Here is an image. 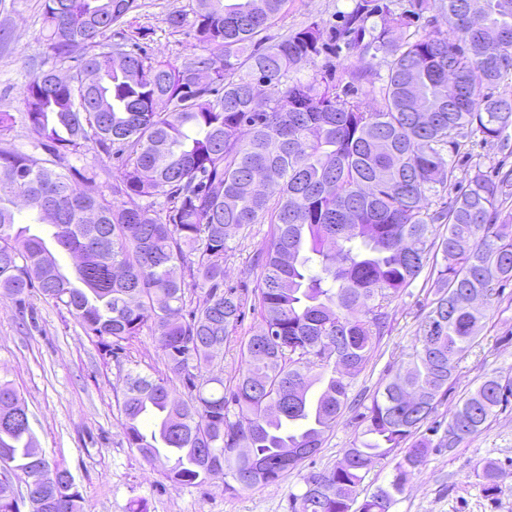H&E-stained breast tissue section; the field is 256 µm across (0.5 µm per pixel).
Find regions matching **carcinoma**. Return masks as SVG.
<instances>
[{"label":"carcinoma","mask_w":512,"mask_h":512,"mask_svg":"<svg viewBox=\"0 0 512 512\" xmlns=\"http://www.w3.org/2000/svg\"><path fill=\"white\" fill-rule=\"evenodd\" d=\"M468 2L410 0L414 15L448 18L446 35L397 39L407 15L391 0H359L338 28L312 21L272 43L288 0H193L165 22L201 52L171 62L127 34L138 0H42L48 68L21 99L38 139L32 153L0 149V294L22 305L38 291L112 354L154 324L169 375L126 373L119 408L128 446L173 486L222 474L233 495L314 456L350 405L349 378L383 334L386 304L435 250L420 348L364 407L336 465L305 477L294 512H390L424 465L430 441L416 435L477 344L495 286L512 281V225L498 211L512 174L495 181L477 164L452 201H434L462 140L509 145L512 97L493 89L512 77V0H484L478 30ZM337 41L357 52L351 78L370 85L376 107L338 92L330 62L319 80L292 77ZM113 45L125 49L121 69ZM90 150L118 162L93 194L70 162ZM23 208L28 226L17 229ZM267 221L272 240L252 261L261 322L227 388L213 374L215 346L243 320L244 299L224 287V261L236 234ZM56 249L75 259L73 274ZM191 287L200 294L189 308ZM511 396V381L483 377L438 447L480 434ZM28 423L0 383L3 477L25 483L31 512H84L70 473L28 454ZM402 446L388 485L356 503L364 474ZM477 476L487 495L501 492L496 463Z\"/></svg>","instance_id":"cac0c4a2"}]
</instances>
